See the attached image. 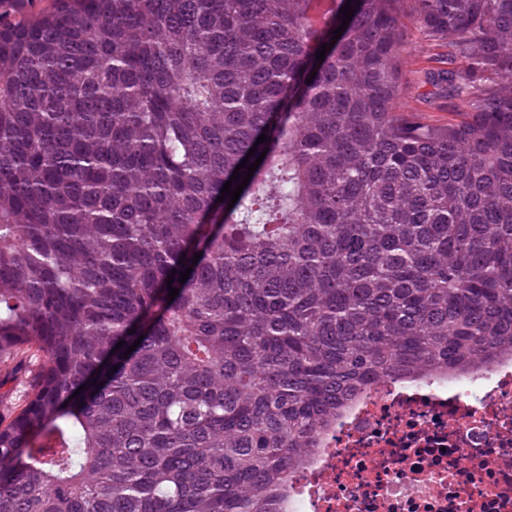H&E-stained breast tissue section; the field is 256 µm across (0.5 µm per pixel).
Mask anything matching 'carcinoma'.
Listing matches in <instances>:
<instances>
[{"label":"carcinoma","mask_w":512,"mask_h":512,"mask_svg":"<svg viewBox=\"0 0 512 512\" xmlns=\"http://www.w3.org/2000/svg\"><path fill=\"white\" fill-rule=\"evenodd\" d=\"M315 2L0 0V512H281L368 387L512 357V0ZM429 54V51L424 48L423 44L419 41L417 33L414 32L410 38L407 53L404 58L405 69L414 72L427 67L429 65Z\"/></svg>","instance_id":"carcinoma-1"}]
</instances>
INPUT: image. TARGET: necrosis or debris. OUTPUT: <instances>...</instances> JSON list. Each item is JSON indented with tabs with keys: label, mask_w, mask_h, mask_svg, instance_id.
I'll return each mask as SVG.
<instances>
[{
	"label": "necrosis or debris",
	"mask_w": 512,
	"mask_h": 512,
	"mask_svg": "<svg viewBox=\"0 0 512 512\" xmlns=\"http://www.w3.org/2000/svg\"><path fill=\"white\" fill-rule=\"evenodd\" d=\"M283 512H512V359L373 387L291 475Z\"/></svg>",
	"instance_id": "1"
}]
</instances>
